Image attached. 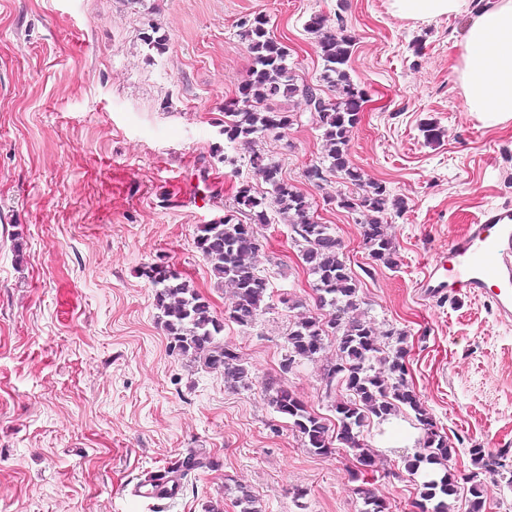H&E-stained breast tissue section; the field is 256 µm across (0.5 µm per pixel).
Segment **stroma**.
<instances>
[{
	"label": "stroma",
	"mask_w": 512,
	"mask_h": 512,
	"mask_svg": "<svg viewBox=\"0 0 512 512\" xmlns=\"http://www.w3.org/2000/svg\"><path fill=\"white\" fill-rule=\"evenodd\" d=\"M486 4L415 21L394 15L390 0H0V512H149L132 488L191 451L217 466L188 475L167 512H239L238 484L264 512H361L360 483L389 512L416 501L403 463L421 435L413 412L366 423L374 463L355 483L349 449L309 453L268 403L274 378L335 416L322 379L335 343L317 362L280 371L289 329L316 310L281 216L263 231L266 308L221 334L249 366L250 386L169 350L142 274L176 268L218 317L231 302L194 241L199 225L232 209L240 182L267 190L246 160L231 167L212 152L224 104L252 65L238 23L259 14L299 83L326 98L307 25L321 14L354 38L347 71L366 102L351 160L405 202L388 216L396 266L370 259L360 224L338 207L355 186L335 174L306 179L324 141L302 95L273 103L301 114L299 125L254 149L342 240L358 313L378 331H406L414 390L454 447L448 467L462 491L450 512H469V448L512 449V324L488 300L451 306L421 281L482 210L512 208V120L489 127L469 112L457 70ZM150 32L163 50L145 42ZM426 122L438 141L424 138Z\"/></svg>",
	"instance_id": "1"
}]
</instances>
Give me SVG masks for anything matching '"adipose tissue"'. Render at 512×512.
<instances>
[{"instance_id":"ef3b65f1","label":"adipose tissue","mask_w":512,"mask_h":512,"mask_svg":"<svg viewBox=\"0 0 512 512\" xmlns=\"http://www.w3.org/2000/svg\"><path fill=\"white\" fill-rule=\"evenodd\" d=\"M468 0H390L402 18L431 20L461 15ZM459 74L468 109L484 123L512 118V0H491L460 44Z\"/></svg>"}]
</instances>
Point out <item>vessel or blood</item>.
Instances as JSON below:
<instances>
[{"instance_id":"obj_1","label":"vessel or blood","mask_w":512,"mask_h":512,"mask_svg":"<svg viewBox=\"0 0 512 512\" xmlns=\"http://www.w3.org/2000/svg\"><path fill=\"white\" fill-rule=\"evenodd\" d=\"M430 293L456 298L468 293L489 299L502 322L512 321V209L489 208L465 232L454 238L447 252L428 263L422 280ZM181 463L165 468L161 477L145 480L134 489L151 512L181 495Z\"/></svg>"}]
</instances>
